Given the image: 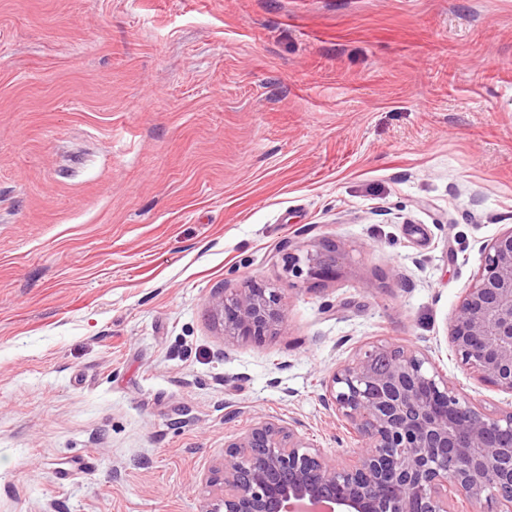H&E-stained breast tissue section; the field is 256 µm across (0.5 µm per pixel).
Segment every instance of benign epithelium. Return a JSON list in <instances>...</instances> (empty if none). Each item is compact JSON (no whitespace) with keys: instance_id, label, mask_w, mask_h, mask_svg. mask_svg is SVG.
<instances>
[{"instance_id":"1","label":"benign epithelium","mask_w":512,"mask_h":512,"mask_svg":"<svg viewBox=\"0 0 512 512\" xmlns=\"http://www.w3.org/2000/svg\"><path fill=\"white\" fill-rule=\"evenodd\" d=\"M338 241L309 254L307 276L334 271ZM224 335L277 333L286 313L275 290L254 286L219 297ZM448 345L478 381L512 394V227L484 246V262L448 328ZM323 402L359 447L330 458L293 431L262 421L227 452L211 512H512V408L488 412L459 397L428 353L371 345L324 380Z\"/></svg>"}]
</instances>
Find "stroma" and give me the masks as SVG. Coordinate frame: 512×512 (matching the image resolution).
Segmentation results:
<instances>
[{"mask_svg":"<svg viewBox=\"0 0 512 512\" xmlns=\"http://www.w3.org/2000/svg\"><path fill=\"white\" fill-rule=\"evenodd\" d=\"M510 228L512 0H0V512H209L265 419L357 447L370 342L512 407L447 341ZM252 281L286 326L226 338ZM346 252V244L338 241L331 244L324 245L322 250L316 252V254H308L307 260V276L320 277L322 275H329L334 271V267L337 265L342 256Z\"/></svg>","mask_w":512,"mask_h":512,"instance_id":"obj_1","label":"stroma"}]
</instances>
